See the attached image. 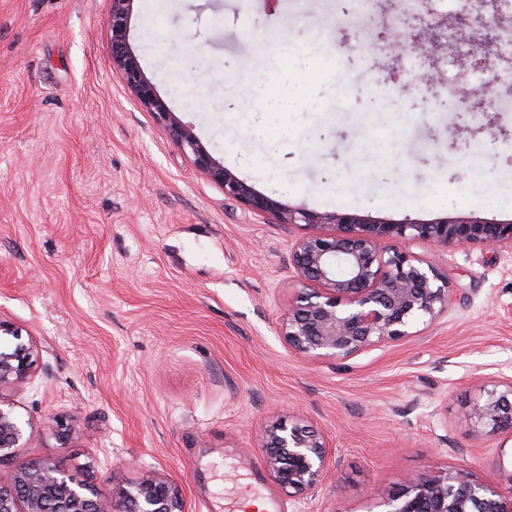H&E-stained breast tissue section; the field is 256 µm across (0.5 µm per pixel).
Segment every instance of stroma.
<instances>
[{
    "label": "stroma",
    "instance_id": "stroma-1",
    "mask_svg": "<svg viewBox=\"0 0 512 512\" xmlns=\"http://www.w3.org/2000/svg\"><path fill=\"white\" fill-rule=\"evenodd\" d=\"M112 0H0V321L34 342L30 384L0 390L29 423L0 480L48 459L97 490L149 473L188 512H377L382 490L460 467L512 486V437L473 438L463 406L512 378V251L410 246L448 275V310L416 333L333 361L288 350L290 246L226 196L112 70ZM336 0H134L145 76L214 157L281 202L372 224L512 219V112L481 157L395 65L364 56ZM303 82H296V73ZM291 93L284 115L243 89ZM74 431L59 439L56 417ZM323 434L329 467L299 497L260 440L286 417Z\"/></svg>",
    "mask_w": 512,
    "mask_h": 512
}]
</instances>
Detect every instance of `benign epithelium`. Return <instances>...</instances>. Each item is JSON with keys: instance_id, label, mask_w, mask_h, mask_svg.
<instances>
[{"instance_id": "obj_1", "label": "benign epithelium", "mask_w": 512, "mask_h": 512, "mask_svg": "<svg viewBox=\"0 0 512 512\" xmlns=\"http://www.w3.org/2000/svg\"><path fill=\"white\" fill-rule=\"evenodd\" d=\"M133 0H112L107 20L111 32L112 68L131 95L168 131L195 166L224 194L251 210L271 215L279 224H329L332 235L300 237L291 246L295 288L282 319L281 336L288 348L310 356L345 359L381 343L413 335L414 324L435 321L448 311L454 288L431 262L387 242L432 243L444 247L482 244L512 250V222L465 219L421 223L369 224L356 213L317 212L290 207L255 190L224 167L201 144L191 123L183 121L157 94L129 49ZM459 38L470 47L471 67H485L497 54L492 27L485 16L458 19ZM395 52L419 51L428 65L420 81L436 95L430 71L447 51L439 31L413 18L407 32L394 31ZM37 345L0 346V386H23L36 369ZM476 436L512 434V379L493 381L469 402L463 413ZM23 438V426L0 399V464L12 457ZM261 450L274 481L286 492L305 495L319 487L328 469L324 437L298 420H281L264 430ZM382 512H512V486L504 490L464 468L449 467L421 478H407L381 493ZM0 512H185L179 487L166 477L144 475L112 490L86 493L60 465L34 460L0 482Z\"/></svg>"}]
</instances>
